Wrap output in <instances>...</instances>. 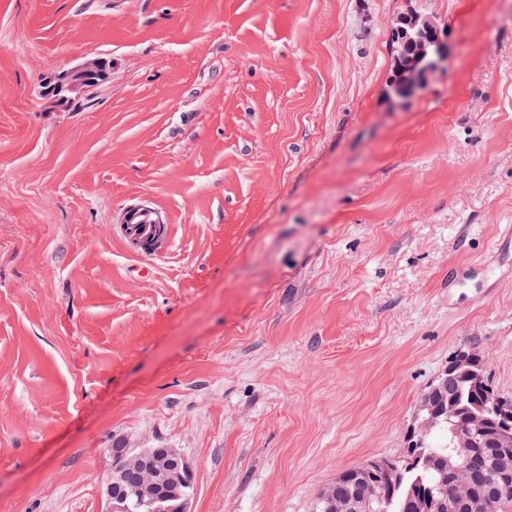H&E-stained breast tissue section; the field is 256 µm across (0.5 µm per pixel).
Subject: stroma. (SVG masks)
I'll use <instances>...</instances> for the list:
<instances>
[{
  "label": "stroma",
  "instance_id": "1",
  "mask_svg": "<svg viewBox=\"0 0 512 512\" xmlns=\"http://www.w3.org/2000/svg\"><path fill=\"white\" fill-rule=\"evenodd\" d=\"M409 11L451 41L400 102ZM507 224L512 0H0V512H105L117 440L183 455L189 512H315L461 351L512 396ZM107 62L108 56L98 55L51 76L41 89L42 97L51 102L75 101L90 97L112 73L111 58L110 70L105 73L104 80L100 82L94 79L105 69ZM152 214L153 212L151 210L142 207L132 208L127 212L126 224H128V227L125 229V231L128 235L135 234L136 230L138 229V224H140L142 220V218L139 216L146 217V219L143 221V224H140L138 233L131 237V243L133 246L140 250H154V248L159 244L165 235V225L158 219L153 218ZM150 215L152 216V219L148 221Z\"/></svg>",
  "mask_w": 512,
  "mask_h": 512
}]
</instances>
